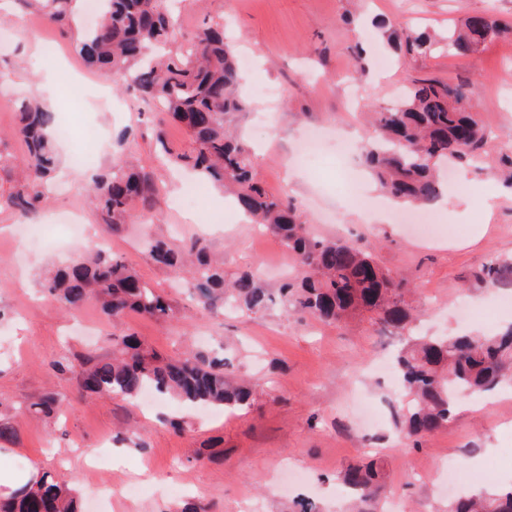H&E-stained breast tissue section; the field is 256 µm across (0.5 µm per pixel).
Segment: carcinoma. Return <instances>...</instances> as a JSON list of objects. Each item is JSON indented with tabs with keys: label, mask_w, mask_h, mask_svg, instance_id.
<instances>
[{
	"label": "carcinoma",
	"mask_w": 512,
	"mask_h": 512,
	"mask_svg": "<svg viewBox=\"0 0 512 512\" xmlns=\"http://www.w3.org/2000/svg\"><path fill=\"white\" fill-rule=\"evenodd\" d=\"M49 23L72 29L77 0H25ZM101 19L73 46L89 65L128 78V87L149 105H160L156 142L164 158L200 173L215 186L230 189L240 210L253 224L264 226L284 244L301 272L277 293L263 288L245 271L225 281L224 263L211 258L199 239L175 246L163 237L144 242L147 257L169 268L194 290L197 304L209 311L224 306L247 314L269 309L275 299L299 319L339 323L369 316L379 332L399 329L413 318L406 283L380 267L365 249L342 240L315 237L304 215L288 200L270 194L257 179L249 149L229 129L233 117L247 111L239 92L241 64L224 42V30L205 26L187 45L175 46L176 30L166 0H99ZM512 26L488 15L466 16L448 36L428 31H398L378 26L390 51L414 57L437 52L467 56ZM467 85L420 78L389 103L373 107L361 154L378 186L395 199L416 207L433 205L442 195L438 169L477 163L489 132L471 110ZM52 112L41 106L22 107L19 135L26 154L24 175L6 194L0 208L34 219L46 200V182L57 167L48 130ZM183 126L192 146L179 149L166 140L164 127ZM156 193L148 174L124 159L112 162L105 178L94 181L88 201L101 223L113 232L138 219L135 201ZM484 286H512V261H495L474 275ZM43 288L51 303L68 314L96 302L113 325L129 312L164 321L176 312L139 273L103 247L79 253L49 273ZM111 355H77L54 362L75 377L85 392L135 398L150 389L177 398L190 407L240 408L255 394L246 382L229 376L226 352H189L166 358L133 335L111 333ZM401 399L392 405L395 431L414 446L421 438L448 425L461 394L481 395L512 385V323L493 336H410L394 357ZM60 398L43 395L28 402L32 416L56 414ZM341 483L350 495L349 512H378L385 491L382 467L370 461L346 467ZM0 512H81L77 493L39 471L0 501ZM288 512H323L306 497H297ZM448 512H512V490L462 497Z\"/></svg>",
	"instance_id": "cac0c4a2"
}]
</instances>
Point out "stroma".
I'll return each mask as SVG.
<instances>
[{
	"label": "stroma",
	"instance_id": "obj_1",
	"mask_svg": "<svg viewBox=\"0 0 512 512\" xmlns=\"http://www.w3.org/2000/svg\"><path fill=\"white\" fill-rule=\"evenodd\" d=\"M469 13L512 23V0H183L178 21L183 41L203 22L222 23L239 55L250 59L243 86L250 108L236 124L255 153L266 190L299 207L312 233L371 248L381 266L406 276L414 305L425 312L417 330L430 336L492 335L512 321V289L471 281L489 263L512 258V190L493 176L512 147V35L466 57L391 59L379 80L355 75L352 49L376 56L370 25L376 15L407 28L444 31ZM31 14L21 0H0V190L9 191L21 176L18 112L34 86H41L56 124L69 126L70 135L52 138L60 160L57 188L37 218L48 227L46 241L22 247L17 216L0 209V409L14 416L46 393L60 394L63 403L58 420L20 419L16 443L0 450V471H50L76 485L82 512H173L176 504L195 501L207 512H286L290 497L300 493L320 501L325 512H344L337 476L368 453L386 472L383 512H440L455 496L442 485L444 464L477 453L480 483H512V398L463 397L448 426L420 447L404 448L389 418L394 386L372 370L382 337L368 320L301 321L279 304L257 315L229 311L219 318L188 300L172 272L148 262L144 233L170 238L180 224L184 238L204 236L223 255L225 275L251 268L273 292L295 268L280 241L241 220L232 199L207 180H199L193 207L171 210L184 182L158 156L156 110L124 79L88 67L51 24L30 28ZM415 77L469 81L471 99L491 132L482 162L458 168L456 183L432 206L447 227L434 239L416 235L414 208H404L402 222L393 223V205L372 182V209L385 212V221L348 218L343 204L353 171L334 139L337 125L360 123L363 111L389 102ZM259 82L275 86L277 97L253 95ZM259 113L268 118V133L254 131ZM316 131L324 137L318 165L287 162L292 137ZM124 132L127 151L151 174L161 198L150 224L126 225L106 240L167 296L178 317L163 322L131 312L119 330L169 356L189 342L205 353L226 347L235 374L257 386L248 409L198 414L171 398L146 408L119 396L84 393L75 378L51 366L65 355L106 352L80 330L87 322L111 331L99 309L90 304L78 314L63 313L44 297L41 282L84 247L66 241L52 217L74 208L83 223L97 221L86 198L88 184L74 182L73 173H105ZM462 301L475 307L465 320L458 316ZM171 417L181 418L183 431L169 427ZM107 437L127 447L126 456L89 469L83 454L99 452ZM94 482L108 486L109 494L95 495Z\"/></svg>",
	"mask_w": 512,
	"mask_h": 512
}]
</instances>
